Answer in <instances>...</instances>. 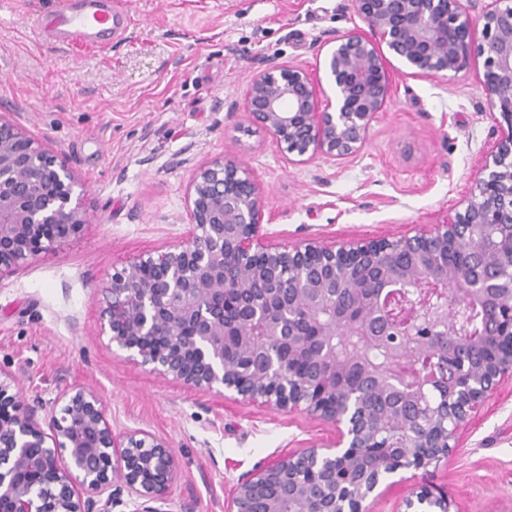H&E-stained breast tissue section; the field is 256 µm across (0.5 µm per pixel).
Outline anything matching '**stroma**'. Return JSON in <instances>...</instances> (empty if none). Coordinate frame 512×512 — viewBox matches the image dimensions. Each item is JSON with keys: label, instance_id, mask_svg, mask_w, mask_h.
<instances>
[{"label": "stroma", "instance_id": "stroma-1", "mask_svg": "<svg viewBox=\"0 0 512 512\" xmlns=\"http://www.w3.org/2000/svg\"><path fill=\"white\" fill-rule=\"evenodd\" d=\"M120 39L51 48L34 18L47 0L0 8V113L46 143L78 177L82 232L0 277V371L50 414L74 386L96 391L114 433L164 439L180 479L166 512H228L238 481L334 425L300 411L226 399L163 377L99 332L98 297L113 270L159 254L189 231V187L204 162L239 158L268 198L262 242L398 238L461 209L497 136L474 64L452 82L390 64L392 101L342 161L285 160L243 111L270 56L323 70L336 34L363 28L350 0H124ZM384 492L373 512H404L423 487L460 512H512V381L460 429L450 457Z\"/></svg>", "mask_w": 512, "mask_h": 512}]
</instances>
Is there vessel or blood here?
<instances>
[{
    "instance_id": "obj_1",
    "label": "vessel or blood",
    "mask_w": 512,
    "mask_h": 512,
    "mask_svg": "<svg viewBox=\"0 0 512 512\" xmlns=\"http://www.w3.org/2000/svg\"><path fill=\"white\" fill-rule=\"evenodd\" d=\"M128 15L121 0H50L35 19L44 44H104L124 33Z\"/></svg>"
}]
</instances>
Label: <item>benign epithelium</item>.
Segmentation results:
<instances>
[{"label":"benign epithelium","mask_w":512,"mask_h":512,"mask_svg":"<svg viewBox=\"0 0 512 512\" xmlns=\"http://www.w3.org/2000/svg\"><path fill=\"white\" fill-rule=\"evenodd\" d=\"M352 5L369 33L332 41L334 101L320 106L322 80L272 57L249 79L246 116L292 164L341 161L390 102L385 52L410 77L443 80L481 58L498 130L463 209L397 239L268 247L267 196L243 163L215 158L192 179L188 238L115 271L98 299L101 333L155 373L336 426L333 443L244 478L232 512H371L388 476L449 457L459 429L512 379V0H486L477 17L463 0ZM78 187L65 162L0 114V277L80 234ZM230 343L248 366L224 362ZM57 403L42 423L40 401L0 373V512H162L155 504L179 477L168 443L115 435L91 390ZM275 477L280 496L256 499ZM404 505L451 512L454 501L439 488Z\"/></svg>","instance_id":"7a95c632"}]
</instances>
